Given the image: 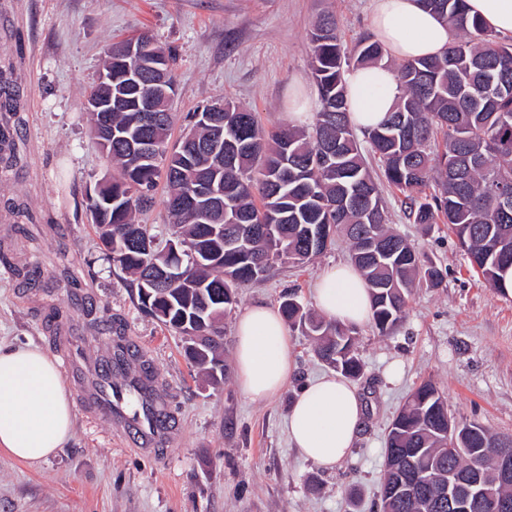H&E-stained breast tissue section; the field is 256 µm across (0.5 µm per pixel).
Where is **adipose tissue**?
<instances>
[{
    "label": "adipose tissue",
    "mask_w": 512,
    "mask_h": 512,
    "mask_svg": "<svg viewBox=\"0 0 512 512\" xmlns=\"http://www.w3.org/2000/svg\"><path fill=\"white\" fill-rule=\"evenodd\" d=\"M372 25L399 60L438 54L454 39L452 28L420 0H375ZM349 119L356 128L377 126L401 90L393 69L360 66L346 76ZM315 302L325 316L347 324L369 317L367 285L349 263L330 266L315 283ZM234 361L242 391L255 401L277 397L295 370L288 328L279 311L264 303L248 307L235 323ZM365 417L355 386L324 374L299 391L287 417L291 447L326 469L351 452ZM73 415L58 363L40 347H0V452L34 465L68 441Z\"/></svg>",
    "instance_id": "adipose-tissue-1"
}]
</instances>
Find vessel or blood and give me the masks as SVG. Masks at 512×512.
I'll return each mask as SVG.
<instances>
[{
	"label": "vessel or blood",
	"instance_id": "obj_1",
	"mask_svg": "<svg viewBox=\"0 0 512 512\" xmlns=\"http://www.w3.org/2000/svg\"><path fill=\"white\" fill-rule=\"evenodd\" d=\"M112 373L113 365L109 362L91 367L85 383V397L79 405L81 412L133 431L143 447L168 445L172 440L169 420H158L145 412L146 405L153 400V390L114 387Z\"/></svg>",
	"mask_w": 512,
	"mask_h": 512
}]
</instances>
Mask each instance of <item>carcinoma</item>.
Instances as JSON below:
<instances>
[{
    "label": "carcinoma",
    "instance_id": "carcinoma-1",
    "mask_svg": "<svg viewBox=\"0 0 512 512\" xmlns=\"http://www.w3.org/2000/svg\"><path fill=\"white\" fill-rule=\"evenodd\" d=\"M421 2L448 21L457 39L437 55L395 68L401 88L396 107L379 126L363 130L361 139L348 118L345 74L352 65L387 64V52L369 36L356 59L346 57L330 19L310 35L320 103L310 132L289 125L266 132L255 111L229 101V109L219 112L214 102L201 108L210 112L208 121L191 116L195 139L172 143L174 113L157 121L140 111L147 86L137 78L149 63L174 82L170 50L145 33L112 45L103 65L112 77V111L91 116L96 125L103 116L110 122L112 151L107 157L120 177L87 187L85 211L108 260L134 276L141 309L182 336L201 339L200 351L186 358L208 369L213 381L224 373L217 369L223 341L218 323L236 304V288L263 278L279 261L303 263L336 239H346L381 334L402 318L416 278L432 286L442 282V269L421 263L418 251L388 226L379 184L365 161L366 148L378 157L386 182L404 194L413 222L434 224L443 216L472 267L491 288L502 290L512 249L495 250L492 241L504 231L512 236V214L493 210L491 199L501 189L512 192V43L489 33L469 14L466 0ZM218 136L239 147L231 166L201 147ZM145 138L154 142L155 151L143 158L135 154V146ZM464 157L471 160L467 180L457 182L448 171ZM161 178L172 232L184 243V279L157 290L152 279L171 258L147 226L136 222V215L152 205V191ZM201 180L224 189V208L214 211L211 202L201 201L175 209L172 199L193 194ZM315 228L322 238L317 245L307 235ZM369 233L385 246L376 255L365 249L363 236ZM279 310L314 340L323 362L347 378L359 376L362 365L348 328L313 315L292 293L282 296ZM447 413L448 404L432 382L415 388L392 422L382 487L397 478L395 455L412 448L410 476L421 495L434 502L431 512H451L437 498L450 470L464 485L477 467L498 494L512 500V483H495L497 459L512 452V442L476 423H463L450 434L443 421ZM382 507L420 512V500L394 499Z\"/></svg>",
    "mask_w": 512,
    "mask_h": 512
}]
</instances>
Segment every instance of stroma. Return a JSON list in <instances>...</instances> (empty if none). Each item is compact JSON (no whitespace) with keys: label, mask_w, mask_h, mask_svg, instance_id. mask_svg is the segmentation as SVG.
Returning <instances> with one entry per match:
<instances>
[{"label":"stroma","mask_w":512,"mask_h":512,"mask_svg":"<svg viewBox=\"0 0 512 512\" xmlns=\"http://www.w3.org/2000/svg\"><path fill=\"white\" fill-rule=\"evenodd\" d=\"M374 0H0V74L16 94L9 124L21 167L0 174V200L26 210L25 236L0 207V245H13L36 270L28 284L0 266V346L35 344L53 358L60 312L84 355L111 358L129 347L130 373L149 366L177 438L154 453L127 443L112 423L75 413L71 438L31 467L0 453V512H379L388 428L410 391L433 382L456 422L512 438V295L496 292L470 266L447 224L409 219L404 196L381 184L389 226L442 268L431 287L417 282L406 313L386 335L354 326L363 373L356 379L367 418L351 454L327 470L288 445L286 417L302 385L327 372L313 341L288 334L296 370L270 402L251 400L235 380L234 323L250 305L278 306L283 294L315 310L313 284L347 261L335 245L303 265H275L238 290L224 320L228 372L210 383L191 367L182 337L143 314L88 222L86 184L113 175L89 129L87 98L113 43L146 32L176 58L173 107L231 100L273 129L295 95L317 96L309 33L332 15L345 51L371 36ZM91 314H84V307Z\"/></svg>","instance_id":"stroma-1"}]
</instances>
